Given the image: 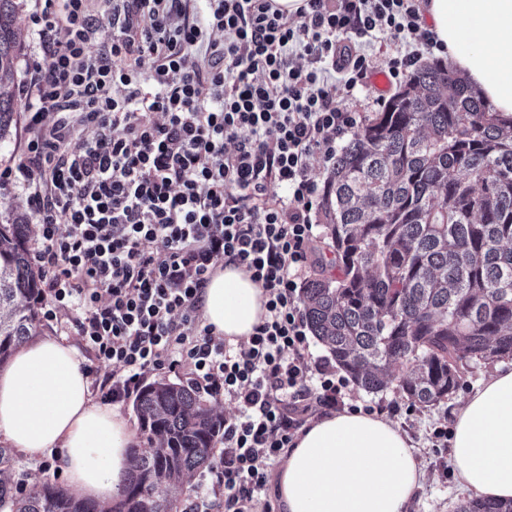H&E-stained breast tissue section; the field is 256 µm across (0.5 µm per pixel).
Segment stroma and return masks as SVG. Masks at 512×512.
Returning a JSON list of instances; mask_svg holds the SVG:
<instances>
[{
    "mask_svg": "<svg viewBox=\"0 0 512 512\" xmlns=\"http://www.w3.org/2000/svg\"><path fill=\"white\" fill-rule=\"evenodd\" d=\"M496 368L495 363L472 361L461 374L457 391L440 403L420 408L412 405L397 392L388 388L378 394H369L355 385H348L346 392L354 404L360 407H383L384 415L406 432L416 453V459L425 473V480L418 489L413 512H454L456 506L468 499L448 467V451L435 446L432 432L439 422L450 419L458 407L480 383ZM10 465L6 470L11 485L32 488L43 481L64 483V475L58 474L53 456L33 457L19 449L9 450Z\"/></svg>",
    "mask_w": 512,
    "mask_h": 512,
    "instance_id": "stroma-1",
    "label": "stroma"
}]
</instances>
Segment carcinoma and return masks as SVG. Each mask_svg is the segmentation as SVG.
I'll use <instances>...</instances> for the list:
<instances>
[{
  "instance_id": "cac0c4a2",
  "label": "carcinoma",
  "mask_w": 512,
  "mask_h": 512,
  "mask_svg": "<svg viewBox=\"0 0 512 512\" xmlns=\"http://www.w3.org/2000/svg\"><path fill=\"white\" fill-rule=\"evenodd\" d=\"M20 7L0 0V141L17 112ZM319 223L337 273L307 277L302 308L356 387L394 384L428 407L457 389L467 362L512 358V114L451 64L421 63L340 147ZM30 237L21 217L0 224V366L38 335ZM134 411L144 447L108 505L0 478V512H177L172 491L212 464L224 416L169 380L141 386ZM456 512H512V500L473 497Z\"/></svg>"
}]
</instances>
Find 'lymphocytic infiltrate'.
I'll list each match as a JSON object with an SVG mask.
<instances>
[{
	"mask_svg": "<svg viewBox=\"0 0 512 512\" xmlns=\"http://www.w3.org/2000/svg\"><path fill=\"white\" fill-rule=\"evenodd\" d=\"M37 0L41 61L26 90L30 136L0 186L26 195L45 317L72 324L114 368L104 399L145 373L190 367L196 389L237 407L224 449L186 512H255L269 472L346 383L312 361L300 286L322 188L358 126L346 102L383 72L398 81L437 40L422 0ZM392 32L412 49L378 63ZM227 266L265 291L266 313L230 343L198 320Z\"/></svg>",
	"mask_w": 512,
	"mask_h": 512,
	"instance_id": "f902f5d3",
	"label": "lymphocytic infiltrate"
}]
</instances>
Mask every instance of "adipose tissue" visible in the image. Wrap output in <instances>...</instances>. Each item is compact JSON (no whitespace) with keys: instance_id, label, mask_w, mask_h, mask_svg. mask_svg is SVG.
<instances>
[{"instance_id":"1","label":"adipose tissue","mask_w":512,"mask_h":512,"mask_svg":"<svg viewBox=\"0 0 512 512\" xmlns=\"http://www.w3.org/2000/svg\"><path fill=\"white\" fill-rule=\"evenodd\" d=\"M429 28L452 66L499 112L512 113V0H429ZM264 290L240 269L217 272L203 323L247 338ZM0 438L33 456L54 454L68 490L99 504L120 491L134 434L118 408L94 402L76 348L45 336L0 368ZM448 464L465 490L512 499V367H500L455 413ZM425 473L408 436L378 413L335 411L288 449L278 474L281 512H411Z\"/></svg>"}]
</instances>
